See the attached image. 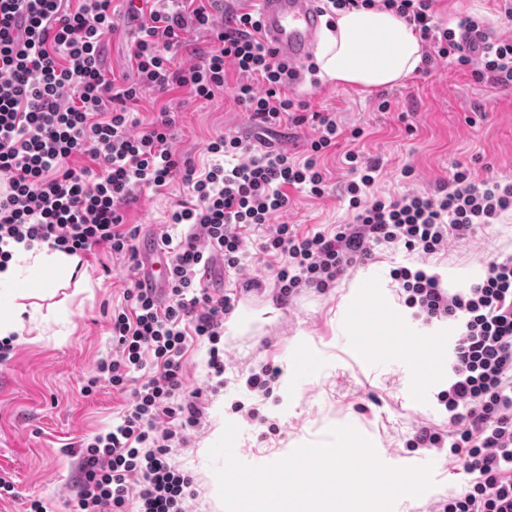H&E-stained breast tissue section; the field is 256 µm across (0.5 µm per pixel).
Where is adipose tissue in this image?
Here are the masks:
<instances>
[{
	"label": "adipose tissue",
	"mask_w": 512,
	"mask_h": 512,
	"mask_svg": "<svg viewBox=\"0 0 512 512\" xmlns=\"http://www.w3.org/2000/svg\"><path fill=\"white\" fill-rule=\"evenodd\" d=\"M419 38L411 26L390 11L350 9L340 12L334 27L322 33L317 63L323 78L364 90L400 85L420 65ZM0 268V339L22 334L33 311L21 303L28 282L25 268L73 275L77 257L44 246L15 245Z\"/></svg>",
	"instance_id": "1"
}]
</instances>
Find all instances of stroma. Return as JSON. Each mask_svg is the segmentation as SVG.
Here are the masks:
<instances>
[{
    "mask_svg": "<svg viewBox=\"0 0 512 512\" xmlns=\"http://www.w3.org/2000/svg\"><path fill=\"white\" fill-rule=\"evenodd\" d=\"M113 7L116 31L102 43L104 75L119 84L132 82L136 75L126 0H115ZM437 10L448 26L467 15L485 16L496 20L499 35L512 36V23L498 18L499 0H439ZM242 79L234 67H227L223 91L209 101L197 100L186 88L165 94L144 89L130 109L145 122L162 106L177 111L175 147L204 170L218 161L207 150L211 139L238 134L253 123L234 100V88ZM294 94L310 111L335 113L343 129L360 127L365 134L354 143L339 141L320 157L324 196L292 192L288 210L275 215L274 223L328 232L351 223L345 196L351 178L345 155L350 151L381 163L368 191L372 198L433 192L459 164L480 180L512 177V91L475 82L455 65L438 62L429 73L412 74L391 88L398 107L387 113L377 109V91L323 79L303 82ZM407 164L414 169L409 178L401 174ZM176 199L171 188L143 189L125 221L180 238L184 226L169 221ZM510 252L512 213H506L474 237L451 242L429 263L454 286L478 277L484 263L497 254ZM410 262L405 252L383 247L325 293L308 290L284 303L277 301L270 278L276 258L249 259L243 274L222 273L217 290L241 295L224 323V384L210 397L203 424L191 432L188 447L171 451L174 464L195 481L190 512H224L208 452L229 421L240 429L235 454L247 464L279 461L302 445L329 441L332 428L349 425L371 441L380 461L397 458L431 466L433 487L421 496L398 499L396 512H428L436 500L464 488L468 477L453 464L448 449L415 451L405 446L417 427L445 421L436 395L448 386L451 357L450 349L438 350L433 384L423 399L412 397L405 383L409 359L394 352V342L432 328L445 335L449 329L441 323L432 328L422 324L405 306L389 271ZM82 268L83 280L67 281L63 291L37 300L36 322L17 337L13 359L0 367V474L11 478L16 491L15 497L0 500V512H28L35 500L46 512H72L81 439L110 429L125 409V399L107 382H99L89 395L83 387L97 361L112 351L111 315L113 307L125 303L127 261L98 249L84 258ZM249 278L262 281V288L244 291ZM373 283L382 291L379 310L396 316L395 340L367 348L358 341L360 328L352 308ZM266 363L281 370L269 399L246 385L250 370ZM237 403L275 422L277 432L263 433L259 424L246 421L234 411Z\"/></svg>",
    "mask_w": 512,
    "mask_h": 512,
    "instance_id": "1",
    "label": "stroma"
}]
</instances>
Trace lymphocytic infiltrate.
Here are the masks:
<instances>
[{"mask_svg":"<svg viewBox=\"0 0 512 512\" xmlns=\"http://www.w3.org/2000/svg\"><path fill=\"white\" fill-rule=\"evenodd\" d=\"M437 0H320L324 15L351 8L394 12L430 47L419 67L438 61L469 71L475 81L512 88V37L496 34L486 20L467 16L456 27L436 19ZM137 35L131 58L137 87L117 88L103 73L101 45L111 34L112 0H0V267L11 244L47 246L85 256L97 248L123 256L129 283L124 306L112 311V355L100 360L84 386L92 393L100 377L129 397L119 422L83 439L78 451L74 512H188L194 479L170 461L171 449L188 445L187 433L204 416L202 389L186 390L187 334L207 339L209 367L224 373L220 345L224 322L236 309V293L213 292L203 273L215 259L237 271L247 266L245 230L267 226L257 249L277 258L273 285L278 300L307 290L331 288L351 268L371 259L379 246H404L417 265L391 270L404 303L425 321L459 323L453 339L451 378L437 400L447 425L418 427L411 448L449 447L468 475L465 491L448 495L429 512H512V255L488 261L478 281L448 288L423 260L465 240L512 210V181L475 180L457 168L433 193L396 199L366 195L380 168L348 152L346 185L353 221L335 232H299L272 223L287 211L288 188L324 193L318 160L343 136L331 112H311L288 93L292 68L276 60L260 35L257 12L241 11L217 28L206 0H161L151 8L130 6ZM209 32L211 46L196 63L176 66L174 55L187 28ZM245 75L235 102L264 127L310 126L309 154L299 160L284 151H262L247 139L221 135L208 146L219 163L207 171L173 146L178 115L161 107L139 126L128 105L138 87L161 93L190 88L211 100L223 90L225 64ZM138 134H131V127ZM86 156L90 166L72 161ZM181 184L188 191L170 221L188 228L180 240L161 233L168 257L166 302L142 288L136 240L138 226L124 213L140 190ZM141 383L131 387L133 373Z\"/></svg>","mask_w":512,"mask_h":512,"instance_id":"obj_1","label":"lymphocytic infiltrate"}]
</instances>
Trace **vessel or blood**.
<instances>
[{
	"label": "vessel or blood",
	"instance_id": "b4317fda",
	"mask_svg": "<svg viewBox=\"0 0 512 512\" xmlns=\"http://www.w3.org/2000/svg\"><path fill=\"white\" fill-rule=\"evenodd\" d=\"M261 22V35L275 59L287 62L295 71H302L312 58L323 24L319 0H255ZM140 256L145 266L141 285L162 288L167 276V262L153 238L141 241ZM413 360L409 387L413 394H423L431 377L421 373L420 364L429 347L425 338L411 342Z\"/></svg>",
	"mask_w": 512,
	"mask_h": 512
}]
</instances>
